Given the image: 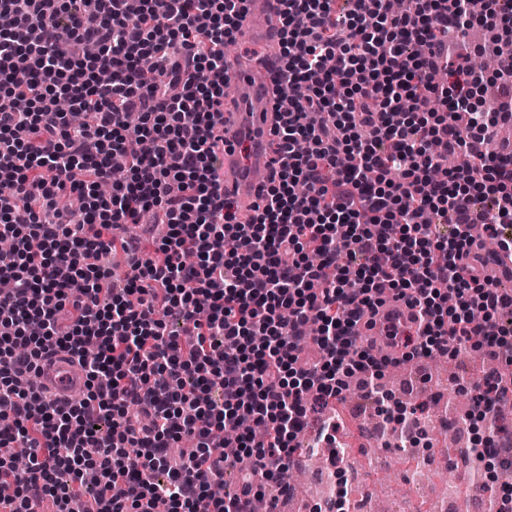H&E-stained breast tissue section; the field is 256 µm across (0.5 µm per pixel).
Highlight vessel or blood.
Masks as SVG:
<instances>
[{
    "label": "vessel or blood",
    "instance_id": "vessel-or-blood-1",
    "mask_svg": "<svg viewBox=\"0 0 512 512\" xmlns=\"http://www.w3.org/2000/svg\"><path fill=\"white\" fill-rule=\"evenodd\" d=\"M246 16L237 35L260 42L264 51L260 56L228 66V74L235 86L233 96L225 98L224 112V191L235 202L240 223H249L256 204L266 185L264 176L273 166L274 145L272 130L278 119L276 113V71L280 65V9L279 0H246ZM250 136L253 144L251 169L244 172L236 164V143L241 136ZM399 325L400 335L417 332L407 307L386 300L380 307L375 330L361 328V335L371 336L382 345L385 353H392L388 337L392 325ZM43 393L57 398L71 396L84 389L86 376L68 355L59 354L46 362L38 376Z\"/></svg>",
    "mask_w": 512,
    "mask_h": 512
}]
</instances>
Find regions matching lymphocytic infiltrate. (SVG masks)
<instances>
[{
  "label": "lymphocytic infiltrate",
  "mask_w": 512,
  "mask_h": 512,
  "mask_svg": "<svg viewBox=\"0 0 512 512\" xmlns=\"http://www.w3.org/2000/svg\"><path fill=\"white\" fill-rule=\"evenodd\" d=\"M246 0H0V443L25 442V471L0 457L12 512L50 497L61 512H249L268 486L287 494L309 417L358 380L401 447L424 441L418 413L383 390L387 368L476 347L512 366V294L483 275L472 227L512 254V0H281L279 87L293 97L275 130L279 159L252 223L224 193L225 42ZM485 33L447 60L441 37ZM493 56L488 72L472 55ZM68 99L90 114L73 126ZM141 122L126 126V113ZM442 143L471 157L436 180ZM127 182L97 193L113 156ZM80 206L64 218L59 200ZM160 213L168 231L149 257L120 225ZM197 263H188V256ZM420 329L400 356L360 334L383 293ZM191 341L178 348L166 317ZM302 322L320 357L303 355ZM65 353L87 393L61 402L18 380ZM484 378L466 413L470 449L512 447ZM235 436V455L224 436ZM239 487L217 496L225 470ZM94 473L82 497L73 486Z\"/></svg>",
  "instance_id": "1"
}]
</instances>
